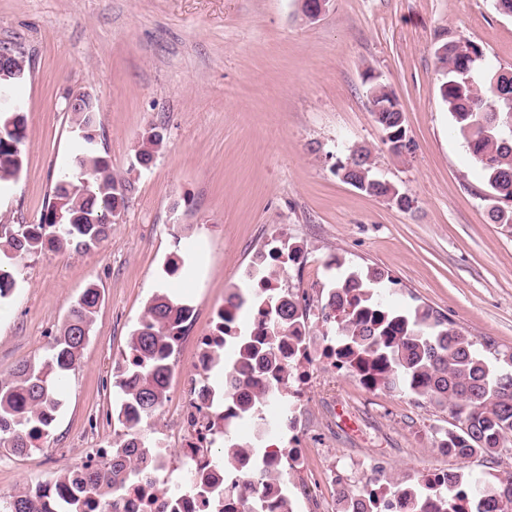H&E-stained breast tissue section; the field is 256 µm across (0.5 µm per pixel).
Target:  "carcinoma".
<instances>
[{
	"label": "carcinoma",
	"mask_w": 512,
	"mask_h": 512,
	"mask_svg": "<svg viewBox=\"0 0 512 512\" xmlns=\"http://www.w3.org/2000/svg\"><path fill=\"white\" fill-rule=\"evenodd\" d=\"M446 53L437 56L444 80L441 99L468 153L480 166L487 186L501 200L512 201V77L498 75L483 50L470 40L442 43ZM370 112L387 134L389 150L398 156L412 151V140L394 110L396 95L379 77L369 75ZM85 149L56 175L52 202L37 224L0 225V300L16 286L14 269L29 256L45 250L72 247L89 250L112 235L126 205V182L112 173L107 153L97 148V119L93 103H85L78 122ZM25 118L13 128L0 123V154L11 157L0 164V184L15 179L22 167ZM157 132L142 141L137 161L149 166L162 145ZM336 174L363 192L386 196L390 188L373 174L370 153L364 149L338 165ZM296 246H273L256 255L257 287L233 293L218 314L223 324L224 354H214L213 364L224 373V390L218 395L236 401L235 411L224 416V453L218 462L229 470L246 452L255 456L249 479L257 484L273 482L282 474L263 468L258 455L264 450L254 442L235 437V422L247 419L264 427L275 392L253 382L259 376L275 386L285 383L280 348L288 343V365L305 355V322L310 303L288 288L273 285L278 268L296 262ZM393 279L376 267L349 272L337 281L321 306L322 322L332 325L330 342L336 347V363L370 390L385 389L422 397L445 406L456 415V428L445 431L440 451L460 459L475 455L492 457L512 442V369L496 367L477 347V341L458 330L447 316L429 305L407 310L392 308L377 285ZM100 304V292L91 285L72 304L60 335L40 363L20 365L0 379V446L18 454L36 450L34 442L49 434L45 415L60 407L58 388L79 365ZM249 308L251 325H235L238 312ZM192 307L165 292H156L133 330L124 370L118 375L120 407L113 418L124 428L113 445L107 465L88 464L70 469L50 483L58 512H83L78 499H68L70 485L80 484L101 500L109 499L123 482L132 458L146 463L133 427L122 418V409L139 414L137 423L153 415L164 403L172 375V357L192 323ZM371 484L345 497L343 512H385L384 504L401 491L399 484L380 495V470ZM415 512H429L434 502L439 512H512V478L489 483L460 472L423 474L411 483ZM0 512H36L31 492L0 496Z\"/></svg>",
	"instance_id": "1"
}]
</instances>
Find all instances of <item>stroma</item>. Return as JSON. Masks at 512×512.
<instances>
[{"label":"stroma","mask_w":512,"mask_h":512,"mask_svg":"<svg viewBox=\"0 0 512 512\" xmlns=\"http://www.w3.org/2000/svg\"><path fill=\"white\" fill-rule=\"evenodd\" d=\"M468 39L512 71V16L494 0H329L314 21L298 0H0V46L29 66L23 164L0 191V224H35L55 175L82 148L71 93L88 92L99 148L130 185L112 236L97 247L28 257L0 303V378L44 360L69 309L88 286L101 295L81 362L40 448H0V495L51 481L108 446L114 382L129 337L159 290L197 315L173 364L169 398L141 429H170L195 337L209 333L236 289L248 288L256 252L279 240L299 246L278 282L324 302L337 272L377 266L393 304L425 302L481 344L487 357L512 353V225L499 223L489 189L459 136L439 88L435 50ZM397 96L412 153L396 156L370 110L366 76ZM164 136L148 167L136 153L148 130ZM370 149L376 176L407 192L411 209L361 192L337 160ZM186 259L168 275L170 258ZM327 328L306 324V378L296 401L292 475L295 512H341V492L374 467L394 482L466 471L512 477V446L495 457L442 454L448 408L385 389L369 391L326 356ZM343 483L331 485V474Z\"/></svg>","instance_id":"1"}]
</instances>
